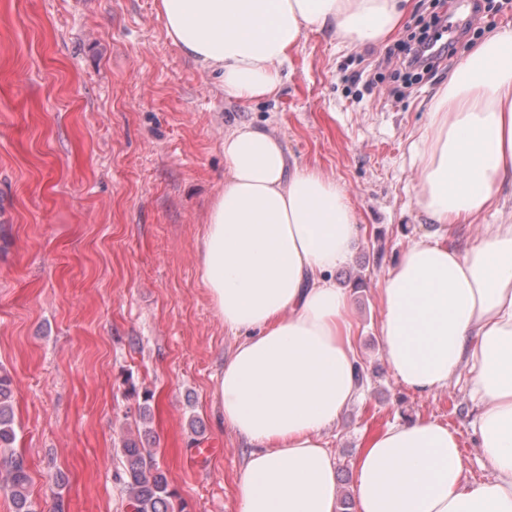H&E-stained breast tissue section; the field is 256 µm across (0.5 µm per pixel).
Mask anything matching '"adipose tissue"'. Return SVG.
<instances>
[{"label":"adipose tissue","mask_w":512,"mask_h":512,"mask_svg":"<svg viewBox=\"0 0 512 512\" xmlns=\"http://www.w3.org/2000/svg\"><path fill=\"white\" fill-rule=\"evenodd\" d=\"M411 0H158L172 44L226 98L275 97L306 31L381 42ZM414 148L417 203L433 233L411 237L379 284V334L396 379L424 396L466 378L476 447L494 476L472 481L455 431L395 422L356 461L357 512H512V223L481 224L512 182V29L493 31L435 97ZM224 185L199 250L202 280L235 347L214 391L220 421L250 448L238 512H336L325 431L361 399L349 294L329 273L359 228L335 181L291 162L250 123L224 133ZM481 224L466 247L449 246Z\"/></svg>","instance_id":"adipose-tissue-1"}]
</instances>
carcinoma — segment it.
<instances>
[{
  "mask_svg": "<svg viewBox=\"0 0 512 512\" xmlns=\"http://www.w3.org/2000/svg\"><path fill=\"white\" fill-rule=\"evenodd\" d=\"M15 441L12 380L6 371L0 370V488L8 492L13 512H39L30 495L26 460L16 451ZM122 456L119 477L133 512H174L176 493L150 449L135 438H125Z\"/></svg>",
  "mask_w": 512,
  "mask_h": 512,
  "instance_id": "1",
  "label": "carcinoma"
}]
</instances>
